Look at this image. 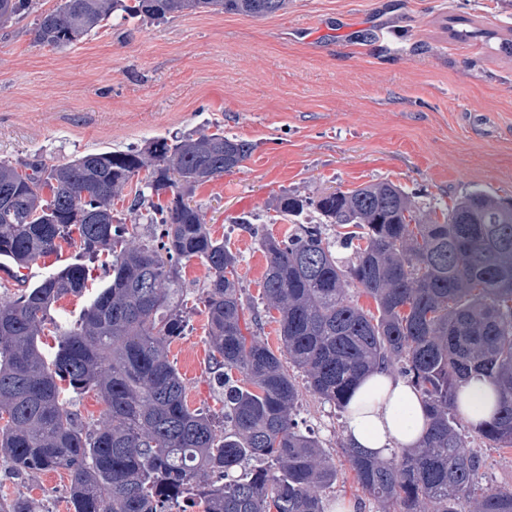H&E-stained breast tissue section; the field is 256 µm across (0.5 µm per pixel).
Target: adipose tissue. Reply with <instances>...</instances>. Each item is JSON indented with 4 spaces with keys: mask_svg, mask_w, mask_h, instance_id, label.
<instances>
[{
    "mask_svg": "<svg viewBox=\"0 0 512 512\" xmlns=\"http://www.w3.org/2000/svg\"><path fill=\"white\" fill-rule=\"evenodd\" d=\"M498 394L487 381L465 385L457 401L460 414L471 425L488 421ZM426 430L419 394L407 381L384 368L372 371L353 392L346 410L348 443L366 453L391 457L398 449L418 445Z\"/></svg>",
    "mask_w": 512,
    "mask_h": 512,
    "instance_id": "obj_1",
    "label": "adipose tissue"
}]
</instances>
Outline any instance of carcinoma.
Here are the masks:
<instances>
[{"mask_svg":"<svg viewBox=\"0 0 512 512\" xmlns=\"http://www.w3.org/2000/svg\"><path fill=\"white\" fill-rule=\"evenodd\" d=\"M288 0H61L36 23L37 42L73 45L108 25L212 12L267 17ZM33 10L32 0H0V23ZM249 141L222 132L154 140L147 148L88 153L28 170L0 162V259L26 265L73 244L101 256L107 282L80 318L50 315L62 297L87 291L89 266L71 263L20 293L0 298V460L11 473L64 469L73 512H172L185 500L203 512H325L321 491L338 471L320 441L293 418L296 374L320 399L345 409L376 367L420 392L427 428L419 447L380 459L346 445L359 487L387 510L512 512V489L476 487L481 458L462 445L474 431L491 448L512 447V203L483 190L456 201L444 222L418 218L412 196L381 181L337 197L284 193L275 211L308 208L336 226L343 261L320 224L277 238L246 216L266 259L264 309L245 318L238 257L213 238L188 192L240 166ZM136 203L149 205L153 239L114 223L112 205L141 171ZM171 193L162 205L153 197ZM208 270L197 301L208 314L224 427L189 407L168 358L187 326L183 263ZM372 301L366 308L348 289ZM280 346L261 338L264 318ZM58 336L46 356L41 336ZM497 389V416L473 428L454 399L470 379ZM95 393L96 423L73 408ZM259 465L233 475L245 461Z\"/></svg>","mask_w":512,"mask_h":512,"instance_id":"cac0c4a2","label":"carcinoma"}]
</instances>
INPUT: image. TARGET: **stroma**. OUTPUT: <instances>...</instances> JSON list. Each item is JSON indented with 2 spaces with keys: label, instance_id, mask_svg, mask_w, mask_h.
<instances>
[{
  "label": "stroma",
  "instance_id": "1",
  "mask_svg": "<svg viewBox=\"0 0 512 512\" xmlns=\"http://www.w3.org/2000/svg\"><path fill=\"white\" fill-rule=\"evenodd\" d=\"M33 14L0 25V161L61 165L85 153L223 131L255 144L239 167L195 187L213 238L239 258L245 298L258 301L266 259L237 225L249 216L274 236L275 199L314 197L390 181L420 216L444 221L480 189L512 199V0H290L264 18L199 12L165 21H111L67 48L36 42ZM65 245L27 268L0 263V297L76 262ZM168 358L190 408L221 413L203 304L187 314ZM302 421L341 465L344 416L303 393ZM479 486L512 489V448L476 434ZM66 470L17 478L0 470V498L30 512H72Z\"/></svg>",
  "mask_w": 512,
  "mask_h": 512
}]
</instances>
